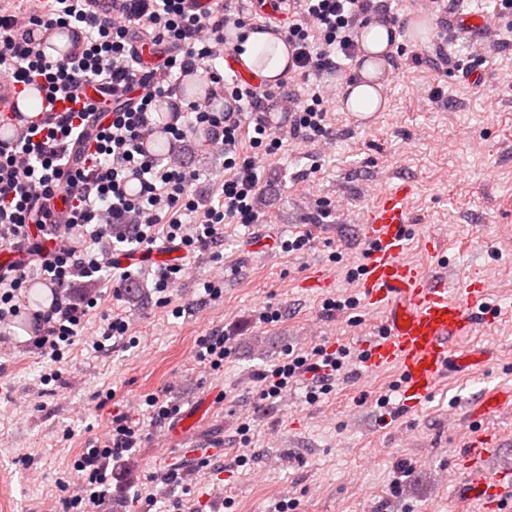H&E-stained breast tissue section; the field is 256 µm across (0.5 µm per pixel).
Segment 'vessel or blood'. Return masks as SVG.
I'll list each match as a JSON object with an SVG mask.
<instances>
[{
	"label": "vessel or blood",
	"mask_w": 512,
	"mask_h": 512,
	"mask_svg": "<svg viewBox=\"0 0 512 512\" xmlns=\"http://www.w3.org/2000/svg\"><path fill=\"white\" fill-rule=\"evenodd\" d=\"M30 92V87L0 79V112L21 113ZM413 193L410 184L397 185L363 211L369 249L358 283L366 301L386 312L384 330L366 344V368L397 369L400 396L407 406L417 407L434 394L451 366L473 363L471 355H453L452 345L472 335L489 310L483 284H465L452 296L442 282L406 259ZM506 405L512 406V388L485 391L473 418L481 420ZM495 456L484 435L469 440L458 454L464 476L455 486L457 495L482 500L488 512H499L500 481L512 476V463L496 467Z\"/></svg>",
	"instance_id": "b4317fda"
}]
</instances>
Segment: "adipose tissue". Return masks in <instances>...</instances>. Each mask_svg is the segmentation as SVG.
Wrapping results in <instances>:
<instances>
[{"instance_id": "obj_1", "label": "adipose tissue", "mask_w": 512, "mask_h": 512, "mask_svg": "<svg viewBox=\"0 0 512 512\" xmlns=\"http://www.w3.org/2000/svg\"><path fill=\"white\" fill-rule=\"evenodd\" d=\"M390 38L391 32L386 26L372 24L363 29L362 71L359 79L346 89L343 100L346 111L368 115L382 109L384 99L380 81ZM243 48L241 61L269 82H276L288 68L287 44L264 30L248 31Z\"/></svg>"}]
</instances>
